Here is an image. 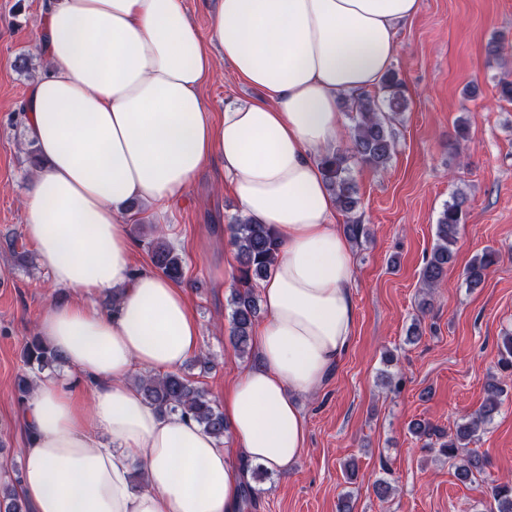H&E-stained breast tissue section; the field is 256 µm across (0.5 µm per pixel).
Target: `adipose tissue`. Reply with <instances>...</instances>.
Listing matches in <instances>:
<instances>
[{
  "label": "adipose tissue",
  "mask_w": 512,
  "mask_h": 512,
  "mask_svg": "<svg viewBox=\"0 0 512 512\" xmlns=\"http://www.w3.org/2000/svg\"><path fill=\"white\" fill-rule=\"evenodd\" d=\"M420 0H220L202 39L183 0H43L51 64L28 92L41 164L26 231L53 285L37 332L65 358L25 403L30 512H240L252 465L284 474L306 448L300 396L353 340V242L319 158L343 141L340 103L377 86ZM223 57L258 97L213 114L200 95ZM242 214L280 248L260 283L256 362L224 391L232 447L145 402L135 374L178 370L200 325L183 288L135 272L124 216L164 207L211 162ZM115 294L111 309L93 303ZM144 486L131 480L133 464Z\"/></svg>",
  "instance_id": "ef3b65f1"
}]
</instances>
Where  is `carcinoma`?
<instances>
[{
	"mask_svg": "<svg viewBox=\"0 0 512 512\" xmlns=\"http://www.w3.org/2000/svg\"><path fill=\"white\" fill-rule=\"evenodd\" d=\"M382 89L384 95L381 98L365 92L354 98L351 106L354 124L346 148L330 151L319 159L328 188L344 213H351L358 206L357 189L348 172V159L357 157L372 169L381 171L387 168L395 151L393 125L407 110L408 99L393 73L384 77ZM462 206L463 200L454 198L437 220V242L420 273L421 282L427 288L443 278L454 257L458 226L463 220ZM228 231L239 260L237 287L230 297L231 339L244 354L249 348L253 325L260 315L257 283L273 270L278 244L265 225L253 224L247 219L234 220L228 225ZM147 246L155 267L171 280L180 281L183 267L179 255L163 241L151 240ZM497 261L498 253L492 249L476 257L467 270L469 286H480L487 270ZM22 358L26 371L18 377L17 389L19 401L23 403L34 388V375L57 366L62 357L34 333L24 345ZM498 365L502 371L512 372L511 335L502 339ZM137 384L144 399L161 412H179L193 419L218 441H223L226 428L221 409L187 376L179 372L140 376ZM503 393V385L494 378L487 384L486 398L476 416L456 423L448 431L428 421L413 423L410 431L415 437L427 440L430 446L433 445L431 439H436L438 453L453 462L456 477L462 482H472L484 472L485 462L473 452L463 455L461 451L473 441L480 425L498 411ZM486 495L489 498L488 512H512V483H493L487 486ZM0 512H28L16 484L0 483Z\"/></svg>",
	"mask_w": 512,
	"mask_h": 512,
	"instance_id": "cac0c4a2",
	"label": "carcinoma"
}]
</instances>
